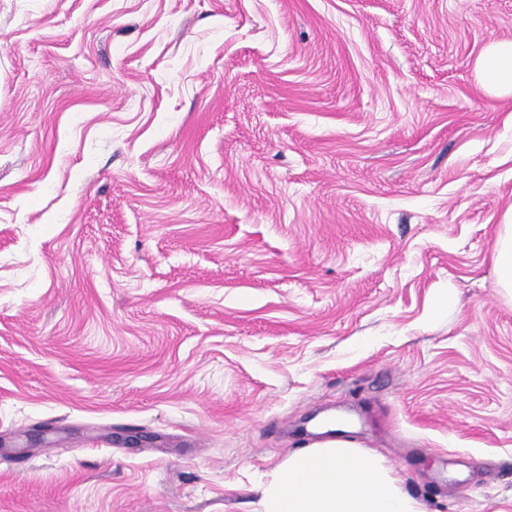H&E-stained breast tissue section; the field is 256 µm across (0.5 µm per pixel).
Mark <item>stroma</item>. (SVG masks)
<instances>
[{
    "instance_id": "1",
    "label": "stroma",
    "mask_w": 512,
    "mask_h": 512,
    "mask_svg": "<svg viewBox=\"0 0 512 512\" xmlns=\"http://www.w3.org/2000/svg\"><path fill=\"white\" fill-rule=\"evenodd\" d=\"M496 41L512 0H0V512H259L328 417L512 512Z\"/></svg>"
}]
</instances>
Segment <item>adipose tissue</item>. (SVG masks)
Listing matches in <instances>:
<instances>
[{"label": "adipose tissue", "instance_id": "adipose-tissue-1", "mask_svg": "<svg viewBox=\"0 0 512 512\" xmlns=\"http://www.w3.org/2000/svg\"><path fill=\"white\" fill-rule=\"evenodd\" d=\"M479 70L486 88L512 93V41L491 44ZM261 507L262 512H424L397 472L340 436L278 465L262 487Z\"/></svg>", "mask_w": 512, "mask_h": 512}]
</instances>
